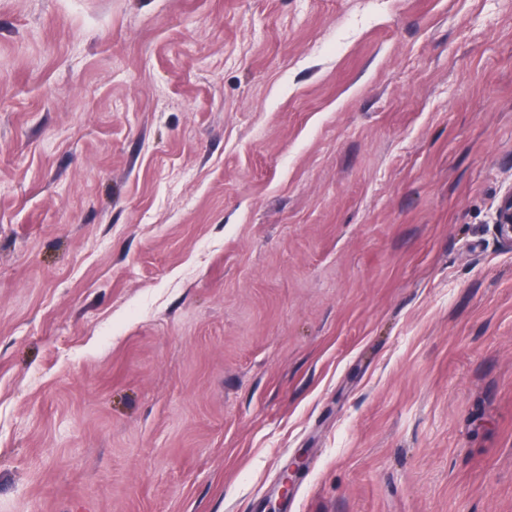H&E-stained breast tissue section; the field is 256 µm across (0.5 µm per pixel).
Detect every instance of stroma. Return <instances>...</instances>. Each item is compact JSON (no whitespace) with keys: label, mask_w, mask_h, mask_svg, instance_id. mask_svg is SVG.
<instances>
[{"label":"stroma","mask_w":512,"mask_h":512,"mask_svg":"<svg viewBox=\"0 0 512 512\" xmlns=\"http://www.w3.org/2000/svg\"><path fill=\"white\" fill-rule=\"evenodd\" d=\"M512 0H0V512H512ZM494 224L501 239L512 247V186L506 188L499 198ZM306 468L305 461L298 457L291 461L288 467L282 472L278 482V493L281 499H287L292 490L302 477Z\"/></svg>","instance_id":"stroma-1"}]
</instances>
